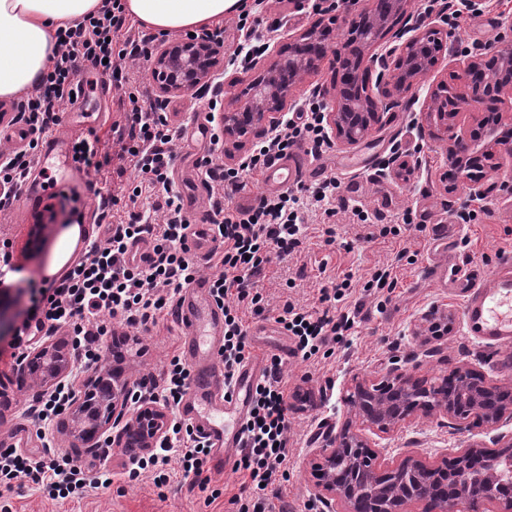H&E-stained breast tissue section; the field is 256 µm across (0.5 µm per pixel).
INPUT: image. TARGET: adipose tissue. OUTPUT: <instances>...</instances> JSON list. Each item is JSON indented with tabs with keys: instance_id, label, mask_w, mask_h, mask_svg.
<instances>
[{
	"instance_id": "ef3b65f1",
	"label": "adipose tissue",
	"mask_w": 512,
	"mask_h": 512,
	"mask_svg": "<svg viewBox=\"0 0 512 512\" xmlns=\"http://www.w3.org/2000/svg\"><path fill=\"white\" fill-rule=\"evenodd\" d=\"M128 13L160 34L188 32L223 19L239 0H125ZM102 0H0V98L40 82L53 35L97 10Z\"/></svg>"
}]
</instances>
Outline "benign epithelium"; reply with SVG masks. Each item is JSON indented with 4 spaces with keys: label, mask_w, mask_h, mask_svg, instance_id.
Instances as JSON below:
<instances>
[{
    "label": "benign epithelium",
    "mask_w": 512,
    "mask_h": 512,
    "mask_svg": "<svg viewBox=\"0 0 512 512\" xmlns=\"http://www.w3.org/2000/svg\"><path fill=\"white\" fill-rule=\"evenodd\" d=\"M410 0H372L364 9L361 24L348 30L354 50L347 58L345 80L358 89L360 111L352 112L350 96L344 88L329 91L333 105L327 113L331 135L340 145H351L364 138L383 114L399 106L413 93L422 77L436 64L423 56L431 42L448 50L458 61L457 83H440L429 95L427 117L448 142V163L454 177L474 187L479 182L474 170L481 162L512 152V142L498 133L497 124L480 121L482 132L467 135L460 117L474 112V104L502 103L512 99V29L503 32L495 54H472L457 49L455 32L448 28V14L439 22L415 19L412 35L383 54L373 52L390 31L391 16L407 14ZM324 53L315 27L300 33L293 50L281 55L262 78L252 82L241 107L222 116L224 133L246 138L257 129L268 134L276 125L274 115L293 103V87L313 68ZM223 62V44L201 34L174 43L161 42L151 57V74L161 100L186 94L209 84ZM377 72L375 98L363 79L364 72ZM24 355L17 358V370L32 383L49 390L73 372L71 352L64 342L49 343L33 336L26 341ZM472 368L464 363L456 369L460 381L433 390L417 374V367H406L399 360L390 363L376 378L353 376L342 401L355 421H347L324 436L321 447L313 450L309 466L313 481L310 495L328 512H404L413 504L433 503L434 487L441 475L465 489L463 499H452L438 512H493L492 506L512 512V432L493 436L498 448L486 452L473 443L455 448L436 463L413 455L396 464H381L379 452L371 448L365 432L387 434L412 417L436 415L464 429L470 418L495 431L512 422V399L502 398L494 386L469 385ZM101 374L90 376L87 387L75 395L69 411L70 434L76 446L100 447L102 437L116 428L112 443L118 448L149 451L164 441L168 428L167 409L160 403H145L127 419L125 410L130 382L112 374V397L102 400L97 390Z\"/></svg>",
    "instance_id": "obj_1"
}]
</instances>
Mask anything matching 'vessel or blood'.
I'll list each match as a JSON object with an SVG mask.
<instances>
[{
  "mask_svg": "<svg viewBox=\"0 0 512 512\" xmlns=\"http://www.w3.org/2000/svg\"><path fill=\"white\" fill-rule=\"evenodd\" d=\"M39 169L64 171L66 181H74L79 169L70 140L47 138L41 149ZM309 175L304 160L294 157L271 164L265 181L291 188L306 181ZM55 188V183L39 179L29 182L24 191L27 205H42ZM189 246L195 256H207L214 247L207 225H196ZM448 276L452 283L469 290L463 307L469 335L498 346H511L512 258H504L489 277L463 260L451 267ZM209 288L207 280H195L177 302L172 319L184 336L182 355L191 370L190 387L180 405V414L210 443V463L221 469L226 467L231 449L240 445L241 425L259 364L250 362L240 371L234 390L225 392L224 370L219 363L224 312L211 298Z\"/></svg>",
  "mask_w": 512,
  "mask_h": 512,
  "instance_id": "1",
  "label": "vessel or blood"
}]
</instances>
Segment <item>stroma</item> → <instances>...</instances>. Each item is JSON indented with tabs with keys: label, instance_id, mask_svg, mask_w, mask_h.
Wrapping results in <instances>:
<instances>
[{
	"label": "stroma",
	"instance_id": "stroma-1",
	"mask_svg": "<svg viewBox=\"0 0 512 512\" xmlns=\"http://www.w3.org/2000/svg\"><path fill=\"white\" fill-rule=\"evenodd\" d=\"M254 0H241L236 11L211 24V31L221 32L225 56H232L246 39L268 43L265 62H272L278 51L286 48L290 38L315 23V0H265L260 21L249 30H239L240 14L253 11ZM336 20L327 42V53L317 68L306 75L294 89L296 102L311 98L313 92L330 89L339 69L336 51L353 20L351 14L336 9ZM512 22V0H486L479 13L463 11L455 28L460 48L476 44L492 45L507 23ZM457 68L452 58L440 56L437 65L425 76L416 96L405 105L384 113L380 123L357 144L331 145L323 156L309 158L308 166L320 170L322 177L336 178L339 187L328 207L311 206L304 212L306 230L302 243L290 255L274 262L265 278L260 279L267 300L265 312L247 319L248 338L257 351L280 354L288 350L283 369L291 391L288 413V480L282 485V497L290 512H308L310 451L321 444L323 425H341L347 408L342 395L353 375L379 376L391 358L418 365L420 375L434 379L448 375L463 363L479 372L486 383L512 388V350L491 348L468 335L464 324V297L454 289L435 284L428 275L433 263L447 262L444 254L433 252L431 244L439 225H449L455 237V253L478 265L485 274H494L499 262L512 254V195L500 191L496 179L482 178V197H473L470 188L454 181L448 171L446 145L438 139L426 118L429 93L438 83L452 80ZM88 70L74 78L79 86L76 99L64 103L63 122L59 133L69 138L90 136L103 131L104 121H119L118 94L101 91L87 84ZM191 94L171 99L172 120L184 124L185 134L176 148L173 178L189 206L192 223H203L209 210L208 190L201 183L196 160L207 151L208 140L197 128ZM95 174H82L66 187L63 196L51 200L49 207L26 208L16 200L0 211V242L7 243L13 264L21 266L24 276L41 278L53 256L59 238V225L68 219L72 209H79L91 234L99 232L97 204L101 194L117 192ZM470 211L469 223L456 219L460 210ZM382 224L411 221L412 227L402 243L390 239L368 240L369 226L357 220V211ZM330 223L336 228V242L325 245L321 227ZM416 250L413 264L398 271V286L384 307L373 298L354 293L353 302L361 303L363 319L350 336L345 348L315 363L293 355V341L279 327L276 318L284 301L290 300L309 308H319L322 285L328 279L352 274L362 283L375 267L390 263L400 245ZM449 309L456 316L453 331L445 336L424 340L412 336L411 329L422 313L431 308ZM136 344L123 362L124 376L137 380L141 376L161 375L167 360L179 353L183 336L171 319L157 325L132 331ZM15 349L0 342V383L8 393V401L0 405V444L13 443V435L26 424L25 409L39 390L22 382L13 368ZM82 463H104L112 472L109 488L79 492L69 498L53 500L41 489L29 485L0 494V506L9 505L10 512H235L230 499L241 486L239 474L205 467L210 489L219 491L215 501L193 488L171 462L169 483L156 487L151 473L139 480L125 478L128 452L110 449L107 460L75 447L62 419L47 424L41 434H30L23 452L41 451L43 440ZM372 445L384 450L387 459L400 461L414 455L437 461L446 450L471 442L490 446L491 435L484 425L470 422L467 428L455 430L442 425L439 418L420 416L393 432L370 435Z\"/></svg>",
	"mask_w": 512,
	"mask_h": 512
}]
</instances>
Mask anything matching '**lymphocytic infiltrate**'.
I'll return each instance as SVG.
<instances>
[{"label":"lymphocytic infiltrate","mask_w":512,"mask_h":512,"mask_svg":"<svg viewBox=\"0 0 512 512\" xmlns=\"http://www.w3.org/2000/svg\"><path fill=\"white\" fill-rule=\"evenodd\" d=\"M151 56L139 37L134 20L123 0H102L99 9L82 21L58 31L55 48L40 83L15 107L31 138L25 151L0 160V183L23 189L35 164L39 146L61 122L60 108L75 93L73 76L80 63H88L94 75L119 92L122 121L112 123L103 134L79 138L73 143L76 162L85 171L105 175L113 158L126 161L143 181L128 185L124 194L101 197L98 208L110 214L113 207L127 209L129 220L107 227L101 239L92 241L73 265L58 278H19L30 296L23 327L68 331L75 356L87 366L101 360L105 339L118 327L135 328L157 324L169 315L182 290L200 274L198 262L186 244L191 224L182 200L170 185L174 142L179 130L165 107L146 101L126 72L124 60H146ZM304 144L311 152L327 147L320 104H309L297 119L282 121L274 135L251 151L239 167L215 164L212 153L222 151L219 135H211L208 157L202 158L203 183L213 200L210 220L216 243L206 262L217 268L210 293L224 311V344L220 360L225 383H232L241 365L253 356L247 339L246 315H262L265 299L254 284L273 261L292 253L301 243L297 205L303 192L325 201L335 192L334 179L315 189L300 184L277 194L260 197L256 206L243 210L224 209L221 199L225 184L237 183L241 172H261L286 157L294 146ZM150 194L153 212L162 222H152L138 212L142 194ZM147 248L142 261L131 259L133 247ZM353 292L351 275L322 288V309L310 311L285 302L278 324L295 338L294 352L302 360L319 353L333 354L344 344L358 318L357 310L346 309ZM190 382V370L180 356H172L161 379L143 380L139 394L179 407ZM288 384L281 361L268 359L257 384L251 409L241 429V447L233 462L240 472L249 499L235 497L237 512H272L266 495L269 487L285 476L288 460ZM167 448L178 449L184 475L195 486L207 487L204 465L209 445L191 424L176 421L170 428ZM37 485L51 498L64 499L80 489L111 485L108 473L90 474L81 464L51 451L36 455L0 448V487Z\"/></svg>","instance_id":"f902f5d3"}]
</instances>
